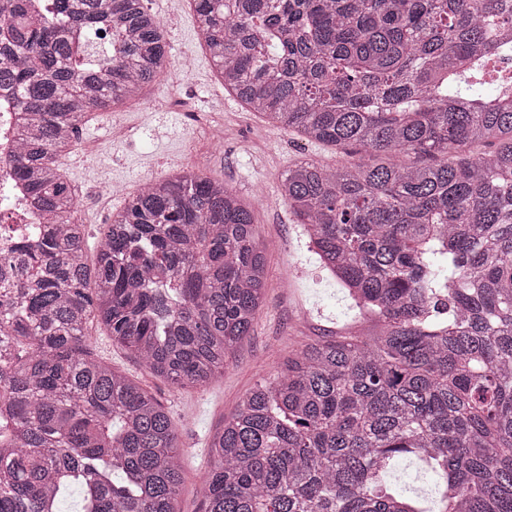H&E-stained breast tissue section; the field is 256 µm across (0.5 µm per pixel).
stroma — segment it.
Instances as JSON below:
<instances>
[{"mask_svg":"<svg viewBox=\"0 0 512 512\" xmlns=\"http://www.w3.org/2000/svg\"><path fill=\"white\" fill-rule=\"evenodd\" d=\"M143 3L166 30L165 72L143 89L140 102L96 112L60 164L87 226L89 260L99 228L111 222L113 212L150 176L185 169L217 178L253 208L256 236L265 250L267 284L250 336L207 386L173 388L113 342L106 330H89L93 356L154 394L169 412L177 427L184 474L178 508L201 512L197 486L208 464L209 437L246 393L257 382L273 378L288 354L313 340L362 331L279 192L281 179L296 161L308 159L332 168L352 161L354 153L271 128L229 97L215 77L214 60L199 44L192 0ZM186 56L192 60V72L184 77L178 66ZM117 126L124 128V136H114ZM108 183L114 193L105 192Z\"/></svg>","mask_w":512,"mask_h":512,"instance_id":"1","label":"stroma"}]
</instances>
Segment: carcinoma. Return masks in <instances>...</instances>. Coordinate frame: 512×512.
I'll return each instance as SVG.
<instances>
[{"label":"carcinoma","instance_id":"cac0c4a2","mask_svg":"<svg viewBox=\"0 0 512 512\" xmlns=\"http://www.w3.org/2000/svg\"><path fill=\"white\" fill-rule=\"evenodd\" d=\"M193 5L224 91L269 126L430 159L285 174L311 251L379 330L309 343L246 395L211 437L202 512H512V88L471 92L512 53V0ZM0 20L16 176L52 217L37 250L0 257L21 262L0 298V512H59L73 487L80 512H179L171 417L91 356L86 328L174 387L206 385L260 309L251 206L196 173L151 180L88 265L57 157L167 69L165 30L143 0H0ZM406 456L439 477L438 508L388 481Z\"/></svg>","mask_w":512,"mask_h":512}]
</instances>
